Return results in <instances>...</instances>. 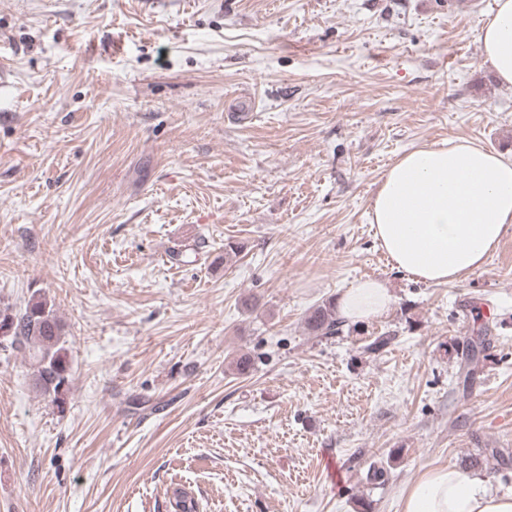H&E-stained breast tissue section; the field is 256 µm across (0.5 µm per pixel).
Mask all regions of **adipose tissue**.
Masks as SVG:
<instances>
[{"instance_id": "obj_1", "label": "adipose tissue", "mask_w": 512, "mask_h": 512, "mask_svg": "<svg viewBox=\"0 0 512 512\" xmlns=\"http://www.w3.org/2000/svg\"><path fill=\"white\" fill-rule=\"evenodd\" d=\"M482 55L512 86V0H495L479 31ZM370 222L392 267L426 283L458 282L482 268L512 225V155L451 138L401 155L383 174ZM394 303L376 278L356 280L338 298L349 322L386 315ZM401 512H512V494L486 472L429 469L399 497Z\"/></svg>"}]
</instances>
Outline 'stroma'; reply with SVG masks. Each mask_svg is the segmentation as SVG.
<instances>
[{
  "mask_svg": "<svg viewBox=\"0 0 512 512\" xmlns=\"http://www.w3.org/2000/svg\"><path fill=\"white\" fill-rule=\"evenodd\" d=\"M492 3L0 0V308L50 301L72 374L53 403L0 347V512H170L176 484L200 512H399L427 470L512 451V227L431 284L369 224L403 153L512 152ZM367 276L389 314L309 335ZM309 334L327 337L339 334L345 324L336 316V306L333 303H322L313 308L306 318ZM488 331H490L489 324L484 323L478 330L476 340L472 339V341L468 342L465 351L463 350L462 357L464 359V369H466L464 381L473 378L479 370L481 363L480 355L484 351V342L486 341L485 337Z\"/></svg>",
  "mask_w": 512,
  "mask_h": 512,
  "instance_id": "35a3bbf8",
  "label": "stroma"
}]
</instances>
